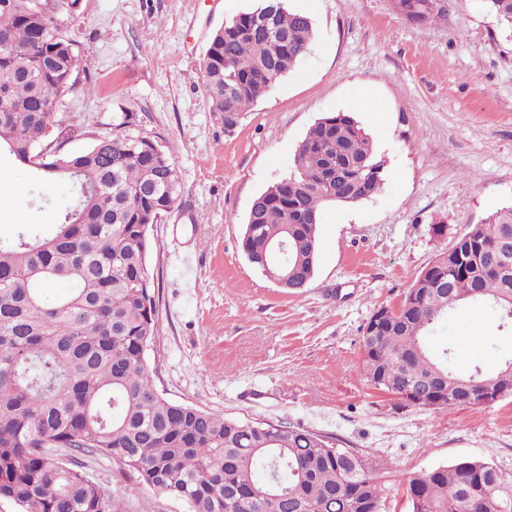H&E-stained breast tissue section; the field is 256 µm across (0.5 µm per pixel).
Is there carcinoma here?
Wrapping results in <instances>:
<instances>
[{
  "mask_svg": "<svg viewBox=\"0 0 512 512\" xmlns=\"http://www.w3.org/2000/svg\"><path fill=\"white\" fill-rule=\"evenodd\" d=\"M512 28V0H486ZM79 0H0V151L29 165L36 184L65 181L72 197L55 224L0 236V498L18 512H123L119 495L92 481L60 448L106 455L149 490L188 512H380L393 485L408 512H512V474L478 460L412 472L328 437L271 422L226 418L172 401L152 379L146 352L157 324L147 269L149 227L179 195L173 158L128 120L83 150L43 144L76 89L79 57L58 17ZM414 23L433 18L428 0H398ZM312 20L286 0H261L211 35L203 59L211 111L236 124L311 51ZM385 160L355 119H318L298 144L294 171L258 195L241 248L262 274L297 295L314 277L322 210L377 197ZM512 207L470 224L427 266L448 287L418 291V273L391 327L363 328L364 371L398 389L435 374L482 392L512 382V361L483 373L429 345L459 307L491 303L512 319ZM283 246L282 259L264 254ZM56 292L49 294V289Z\"/></svg>",
  "mask_w": 512,
  "mask_h": 512,
  "instance_id": "1",
  "label": "carcinoma"
}]
</instances>
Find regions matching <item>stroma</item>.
I'll return each mask as SVG.
<instances>
[{
    "instance_id": "obj_1",
    "label": "stroma",
    "mask_w": 512,
    "mask_h": 512,
    "mask_svg": "<svg viewBox=\"0 0 512 512\" xmlns=\"http://www.w3.org/2000/svg\"><path fill=\"white\" fill-rule=\"evenodd\" d=\"M256 4L79 0L60 19L81 63L59 114L67 149L128 120L176 165L180 198L149 231L157 389L228 418L334 437L399 476L462 458L512 472V396L423 410L371 385L362 346L376 308L398 306L468 225L512 206V32L483 0H446L445 16L424 26L391 0H287L311 17L312 50L228 129L210 110L202 62L213 30ZM332 112L371 135L383 190L323 210L315 275L291 295L247 261L241 239L254 199L292 171L299 142ZM67 196L0 155L1 234L53 223ZM429 342L493 371L512 359V322L489 304L466 307ZM80 463L124 512H183L105 456Z\"/></svg>"
}]
</instances>
